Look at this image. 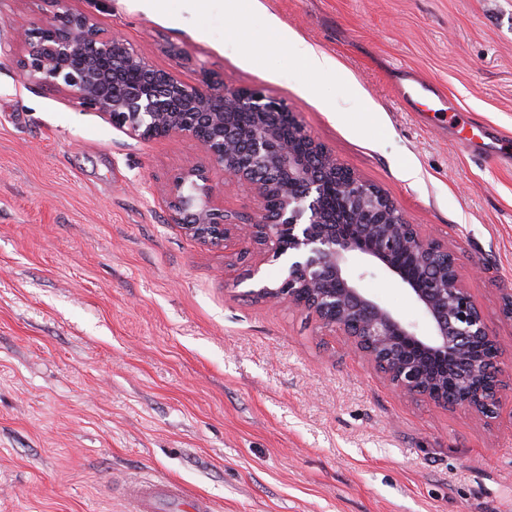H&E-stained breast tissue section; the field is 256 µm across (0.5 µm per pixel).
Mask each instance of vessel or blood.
<instances>
[{
    "label": "vessel or blood",
    "mask_w": 512,
    "mask_h": 512,
    "mask_svg": "<svg viewBox=\"0 0 512 512\" xmlns=\"http://www.w3.org/2000/svg\"><path fill=\"white\" fill-rule=\"evenodd\" d=\"M397 93L411 111H418L420 105L424 104L429 111L447 114L453 139L465 150L481 152L497 165L512 161V149L508 148L497 128L464 118L459 107L434 83L411 74L404 84L399 85ZM151 498L149 485L140 480L129 481L127 512H152Z\"/></svg>",
    "instance_id": "obj_1"
}]
</instances>
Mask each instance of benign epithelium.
<instances>
[{"label": "benign epithelium", "mask_w": 512, "mask_h": 512, "mask_svg": "<svg viewBox=\"0 0 512 512\" xmlns=\"http://www.w3.org/2000/svg\"><path fill=\"white\" fill-rule=\"evenodd\" d=\"M48 2L63 9L52 23L12 28L11 41L23 49L16 61L23 76L56 87L132 139H195L208 164L192 163L176 174L166 204L174 222L203 244L226 241L239 227L218 205L212 173L248 186L259 209L244 226L286 263L284 277L260 282L253 296L315 316L398 394L497 418L505 353L461 280L448 243L406 223L392 199L341 166L285 105L259 90H228L211 78L186 84L152 67L92 17L65 9L68 0ZM328 185L357 232L342 230L336 213L325 209ZM399 250L413 256L419 279L393 265ZM356 256L409 290L429 333H419L359 287L347 274Z\"/></svg>", "instance_id": "benign-epithelium-1"}]
</instances>
